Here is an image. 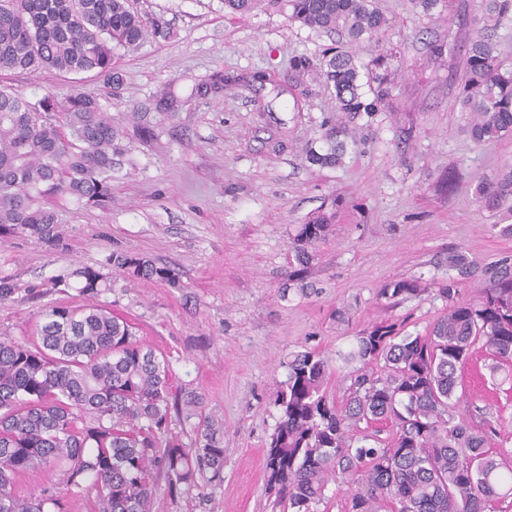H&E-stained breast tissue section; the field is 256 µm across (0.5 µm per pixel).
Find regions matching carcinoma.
Here are the masks:
<instances>
[{
  "mask_svg": "<svg viewBox=\"0 0 512 512\" xmlns=\"http://www.w3.org/2000/svg\"><path fill=\"white\" fill-rule=\"evenodd\" d=\"M263 0H224L246 15ZM291 22L340 33L356 43L376 37L386 20L370 0H283ZM487 19L512 14V0H485ZM163 33L159 22L129 0H0V71H96L118 85L119 51ZM338 111H378L388 92L364 99L354 56L330 47L320 70ZM464 111L478 144L512 132V68L496 52L491 28L479 30L466 55ZM329 124L325 148L307 159L320 168L340 163L345 142ZM121 136L100 104L73 92L31 103L0 88V236L22 234L62 250L55 200L97 204L111 195L113 157ZM479 206L512 218V168L476 186ZM332 214L318 212L293 238L296 260L325 237ZM112 269L127 279L179 286L166 267L114 252ZM448 284L438 289L446 312L425 334L400 335L376 324L356 336L344 361L353 365L343 403L328 390L329 360L311 351L289 363L278 391L280 416L268 444L265 474L284 512H318L331 485L348 486L346 512H489L512 500V454L490 452L498 421L478 429L457 415L458 366L479 344L494 357L512 355V257L481 267L463 251H448ZM90 296L110 276L90 267L73 271ZM477 278V296L458 299L460 281ZM412 281L382 289L388 299L417 296ZM31 339H0V512H63L54 485L36 496L13 491L25 474L57 468L67 490L95 499L97 512H157L156 476L168 490L194 487L197 477L223 479L221 425L202 414V401L173 388L165 359L133 340L132 325L98 305L53 306ZM198 418L195 447L161 441L171 411ZM388 421V436L361 423Z\"/></svg>",
  "mask_w": 512,
  "mask_h": 512,
  "instance_id": "1",
  "label": "carcinoma"
}]
</instances>
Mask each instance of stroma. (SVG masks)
<instances>
[{"label":"stroma","mask_w":512,"mask_h":512,"mask_svg":"<svg viewBox=\"0 0 512 512\" xmlns=\"http://www.w3.org/2000/svg\"><path fill=\"white\" fill-rule=\"evenodd\" d=\"M482 3L440 0L426 12L413 0H372L389 24L353 52L362 84L386 75L389 105L347 117L346 153L333 167L311 165L306 152L323 147V123L336 113L334 92L314 69L338 37L291 23L282 9L241 17L226 13L224 0H131L164 34L122 54L120 87L94 71L0 72V87L31 102L73 91L96 99L124 135L111 199L57 202L65 250L20 234L0 238V277L14 285L0 300V334L21 342L50 306L95 303L165 357L175 386L203 397L205 414L224 425L223 479L174 496L159 483V512H279L263 462L294 356L328 358L329 390L342 396L349 368L340 356L360 330L388 321L422 334L444 311L438 290L449 249L483 265L512 256V238L493 228L497 216L475 202L478 181L512 165V134L475 143L460 108ZM299 59L311 72L297 73ZM218 71L270 80L199 94ZM135 112L151 143L132 137ZM321 210L334 222L309 246L300 280L291 242ZM115 251L170 268L179 287L120 275L93 297L63 287L78 266L109 272ZM403 279L420 294L396 305L381 297ZM457 393L458 414L487 408L499 417L492 449L512 451V359L474 350L458 370Z\"/></svg>","instance_id":"35a3bbf8"}]
</instances>
